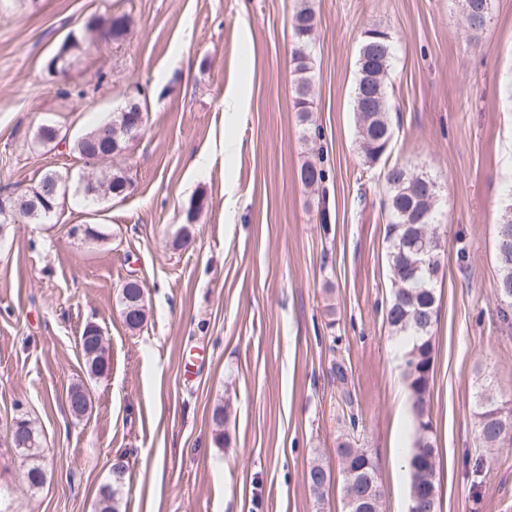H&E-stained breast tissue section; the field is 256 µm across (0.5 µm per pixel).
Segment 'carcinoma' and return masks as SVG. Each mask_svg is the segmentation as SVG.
I'll return each instance as SVG.
<instances>
[{
	"label": "carcinoma",
	"mask_w": 512,
	"mask_h": 512,
	"mask_svg": "<svg viewBox=\"0 0 512 512\" xmlns=\"http://www.w3.org/2000/svg\"><path fill=\"white\" fill-rule=\"evenodd\" d=\"M491 0H460L462 16L468 30L479 32L489 20L490 12H481L480 4ZM129 18L120 16H90L85 22V38H93L97 32L119 39L128 32ZM291 27L295 48L293 60L299 74L294 107L303 123L311 121L309 97L311 93L310 45L316 30V15L308 0H301L292 16ZM392 46L388 33L380 29H369L358 51V80L355 87L354 111L357 117L359 147L365 162L372 165L386 154L393 137L389 119L386 92V75L390 67ZM146 114L139 101H129L123 110L112 113V126L121 129L135 118ZM107 123H100L68 144L71 152L83 159L110 151L119 155L128 142L120 138L107 147L109 138L103 130ZM57 173L45 172L33 186L22 194L9 197V204L19 215L40 224L53 217L59 206L62 186L57 194L50 195L51 180ZM301 183L306 187L320 186L326 179V170L316 161H308L300 169ZM384 181L388 195L384 207L388 212L386 237L389 243L387 263L395 288L386 308V322L393 334L405 339L402 354L403 376L410 391L411 421L414 432L412 448L408 452L410 470L409 496L416 497L418 512H437L435 483V448L432 441V424L428 401L430 394V372L433 362L432 329L437 319L438 299L436 285L439 268L429 269L424 261L434 257L441 259L438 249L440 235L436 224L435 203L438 191L426 187L434 183L427 174L412 171L407 165L395 163L384 170ZM128 183L122 172L105 178L92 173L83 177L84 193H110L119 196ZM498 275L496 286L502 320H512V294L502 292L512 287V221L500 219L495 225ZM143 288L137 282H128L122 288L120 304L128 328H140L145 320ZM85 362L90 372L99 374L106 362L97 354L98 337L81 336ZM477 434L487 448H495L512 438V399L493 395L483 388L477 392L475 401ZM23 441H12L15 450L28 460L25 480L32 489L41 487L46 474L40 464L41 442L36 428L26 418L19 420ZM336 456L342 466L344 477L345 512H381L382 492L377 478L376 466L363 448H354L344 441L336 448ZM128 462L119 468H111L109 481L99 487L95 512H120V492L128 475ZM328 475L319 464L308 471L311 491L320 499L323 496Z\"/></svg>",
	"instance_id": "obj_1"
}]
</instances>
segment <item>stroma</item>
Segmentation results:
<instances>
[{
    "mask_svg": "<svg viewBox=\"0 0 512 512\" xmlns=\"http://www.w3.org/2000/svg\"><path fill=\"white\" fill-rule=\"evenodd\" d=\"M297 3L13 0L0 11V193L47 171L69 185L49 222L20 220L0 235V487L12 512H93L120 454L130 473L122 512H344L336 448L351 421L377 467L383 512H407L409 479L394 464L409 444L405 380L385 321L383 170L394 162L440 186L445 270L429 399L438 512H512V443L483 447L474 414L484 385L512 396L494 250L512 181V0H493L476 33L458 0H311L321 135L309 140L294 107ZM123 14V39L85 41L67 70L48 69L89 16ZM370 28L390 36L394 128L373 165L353 110ZM237 93L245 111L227 106ZM132 97L147 105L145 129L102 165L129 178L122 196L88 204L77 154L22 147L42 123L75 136ZM314 157L329 173L319 190L299 179ZM130 281L146 296L136 330L120 306ZM90 323L108 362L94 377L80 342ZM194 347L205 362L189 371ZM75 385L91 402L80 418L68 407ZM222 405L229 441L219 445L212 413ZM21 416L40 432L47 478L36 490L9 443ZM317 459L331 473L319 498L307 483Z\"/></svg>",
    "mask_w": 512,
    "mask_h": 512,
    "instance_id": "1",
    "label": "stroma"
}]
</instances>
